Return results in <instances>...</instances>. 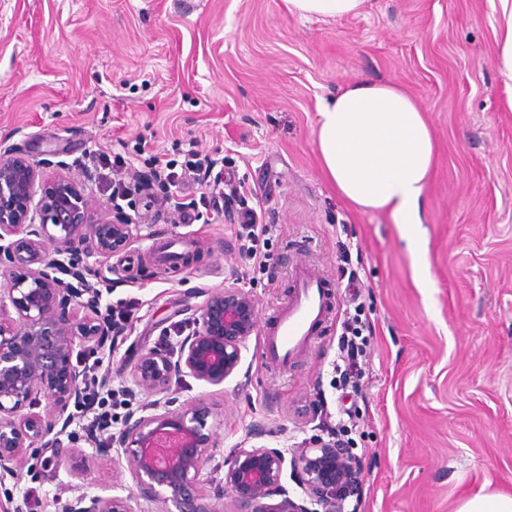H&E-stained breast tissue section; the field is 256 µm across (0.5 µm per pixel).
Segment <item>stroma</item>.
Instances as JSON below:
<instances>
[{"instance_id":"1","label":"stroma","mask_w":512,"mask_h":512,"mask_svg":"<svg viewBox=\"0 0 512 512\" xmlns=\"http://www.w3.org/2000/svg\"><path fill=\"white\" fill-rule=\"evenodd\" d=\"M498 0H367L344 18L304 19L283 0H0V145L30 158L121 157L139 143L183 160H221L225 188L204 187L200 221L136 194L141 230L102 261V305L139 299L110 355L108 385L140 353L176 343L217 288L253 296L258 324L285 307L296 268L333 285L335 314L292 367L270 366L253 333L223 384L188 377L179 401L203 400L210 488L223 502L236 448L291 449L326 437L355 407L349 451L362 472L357 512H457L484 484L512 494V87L495 57ZM357 82L403 86L424 110L435 164L418 229L362 211L324 174L321 106ZM270 225L266 271L239 257L243 209ZM192 242V262L158 264L153 246ZM357 289H349V277ZM362 304L370 328L364 386L339 400L333 362L341 323ZM36 488L38 501L24 496ZM125 457L85 445L69 468L35 467L0 492V512H61L63 502L127 495Z\"/></svg>"}]
</instances>
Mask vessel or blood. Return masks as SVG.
Segmentation results:
<instances>
[{"label": "vessel or blood", "mask_w": 512, "mask_h": 512, "mask_svg": "<svg viewBox=\"0 0 512 512\" xmlns=\"http://www.w3.org/2000/svg\"><path fill=\"white\" fill-rule=\"evenodd\" d=\"M325 279L309 266L295 272V290L286 308L280 310L263 331L267 363L284 367L302 355L322 324L333 317Z\"/></svg>", "instance_id": "obj_1"}]
</instances>
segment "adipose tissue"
Segmentation results:
<instances>
[{
	"mask_svg": "<svg viewBox=\"0 0 512 512\" xmlns=\"http://www.w3.org/2000/svg\"><path fill=\"white\" fill-rule=\"evenodd\" d=\"M317 146L342 197L365 211H390L416 238L435 147L410 94L392 83L346 87L319 111Z\"/></svg>",
	"mask_w": 512,
	"mask_h": 512,
	"instance_id": "1",
	"label": "adipose tissue"
}]
</instances>
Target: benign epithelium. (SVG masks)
Listing matches in <instances>:
<instances>
[{
  "label": "benign epithelium",
  "mask_w": 512,
  "mask_h": 512,
  "mask_svg": "<svg viewBox=\"0 0 512 512\" xmlns=\"http://www.w3.org/2000/svg\"><path fill=\"white\" fill-rule=\"evenodd\" d=\"M50 168L65 174L48 180ZM94 180L79 159L33 161L0 148V480H20L31 454L43 449H51L45 464L56 471L80 452V436L70 435L66 445L59 440L72 422L68 408L85 387L80 358L104 353L113 335L96 296L82 298L91 280L102 279L99 259L125 249L139 228L114 203L97 208L87 193ZM81 307L89 314L78 316ZM192 321L174 354L145 350L129 370L136 388L157 396L153 413L129 418L112 437L116 453L128 458L136 491L81 495L66 512H137L140 496L161 500L165 512H223L208 493L206 408L200 400L176 408L173 394L186 376L216 386L233 374L257 328L256 303L240 288L218 289ZM42 394L48 406L36 412ZM287 463L301 498L282 482ZM223 483L232 512H345L347 500L358 496L361 471L348 449L313 438L289 453L238 448Z\"/></svg>",
  "instance_id": "obj_1"
}]
</instances>
